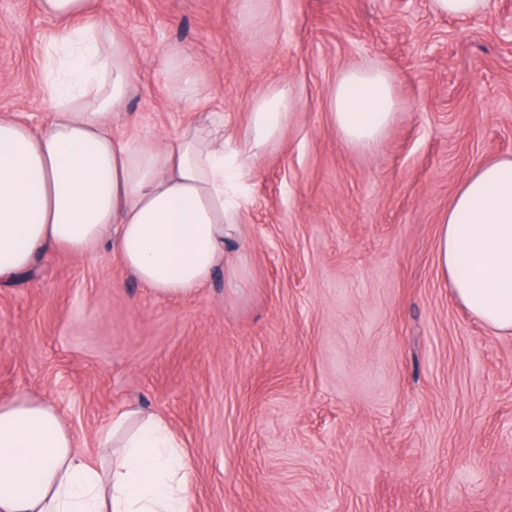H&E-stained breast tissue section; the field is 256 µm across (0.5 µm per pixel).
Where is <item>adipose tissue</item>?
Returning <instances> with one entry per match:
<instances>
[{
    "label": "adipose tissue",
    "instance_id": "1",
    "mask_svg": "<svg viewBox=\"0 0 512 512\" xmlns=\"http://www.w3.org/2000/svg\"><path fill=\"white\" fill-rule=\"evenodd\" d=\"M97 5L41 0L61 24L52 114L38 127L0 116V285L50 251L90 257L106 246L160 297L193 298L220 270L244 286L246 268L231 259L243 243L242 188L291 122L294 98L262 95L239 139L217 112L173 138H117L130 69ZM330 107L337 132L365 152L397 110L388 74L363 66L338 76ZM438 263L457 301L512 334V156L480 164L462 184L439 227ZM100 445L105 455L91 462L53 405L0 400V512H190L192 465L163 417L128 406Z\"/></svg>",
    "mask_w": 512,
    "mask_h": 512
}]
</instances>
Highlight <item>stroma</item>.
Returning <instances> with one entry per match:
<instances>
[{
  "mask_svg": "<svg viewBox=\"0 0 512 512\" xmlns=\"http://www.w3.org/2000/svg\"><path fill=\"white\" fill-rule=\"evenodd\" d=\"M132 92L120 132L172 136L253 100L295 114L246 181L248 285L162 299L111 249L40 258L0 288V398L56 406L97 459L112 413L162 416L193 467L191 512H512V334L476 319L438 233L480 164L512 155V44L431 0H102ZM56 35L0 0V116L46 121ZM172 48L196 62L174 95ZM386 69L398 104L373 153L333 122L336 79Z\"/></svg>",
  "mask_w": 512,
  "mask_h": 512,
  "instance_id": "obj_1",
  "label": "stroma"
}]
</instances>
